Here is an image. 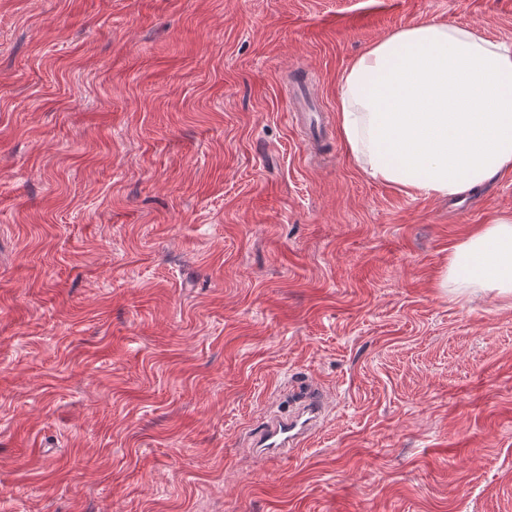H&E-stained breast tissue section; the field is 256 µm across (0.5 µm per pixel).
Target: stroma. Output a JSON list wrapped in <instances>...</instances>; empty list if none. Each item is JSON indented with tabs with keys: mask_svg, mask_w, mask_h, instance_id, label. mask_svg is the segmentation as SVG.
Masks as SVG:
<instances>
[{
	"mask_svg": "<svg viewBox=\"0 0 512 512\" xmlns=\"http://www.w3.org/2000/svg\"><path fill=\"white\" fill-rule=\"evenodd\" d=\"M427 20L512 42V0H0V512H512V300L442 285L512 170L412 197L338 133ZM324 400L309 391L288 414L269 417L256 445L267 455L282 459L295 449L303 448L308 439L323 425L326 414Z\"/></svg>",
	"mask_w": 512,
	"mask_h": 512,
	"instance_id": "obj_1",
	"label": "stroma"
}]
</instances>
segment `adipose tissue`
I'll return each instance as SVG.
<instances>
[{
	"label": "adipose tissue",
	"mask_w": 512,
	"mask_h": 512,
	"mask_svg": "<svg viewBox=\"0 0 512 512\" xmlns=\"http://www.w3.org/2000/svg\"><path fill=\"white\" fill-rule=\"evenodd\" d=\"M338 124L372 181L408 196L469 192L512 169V48L469 28H400L343 75ZM445 280L512 298V218L455 245Z\"/></svg>",
	"instance_id": "obj_1"
}]
</instances>
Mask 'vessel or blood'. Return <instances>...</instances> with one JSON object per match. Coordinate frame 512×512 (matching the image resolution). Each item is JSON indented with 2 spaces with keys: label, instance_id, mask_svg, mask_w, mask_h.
Here are the masks:
<instances>
[{
  "label": "vessel or blood",
  "instance_id": "vessel-or-blood-1",
  "mask_svg": "<svg viewBox=\"0 0 512 512\" xmlns=\"http://www.w3.org/2000/svg\"><path fill=\"white\" fill-rule=\"evenodd\" d=\"M325 403L320 395L308 392L298 405L286 414L270 416L257 444L267 455L282 459L304 447L308 439L323 425Z\"/></svg>",
  "mask_w": 512,
  "mask_h": 512
}]
</instances>
